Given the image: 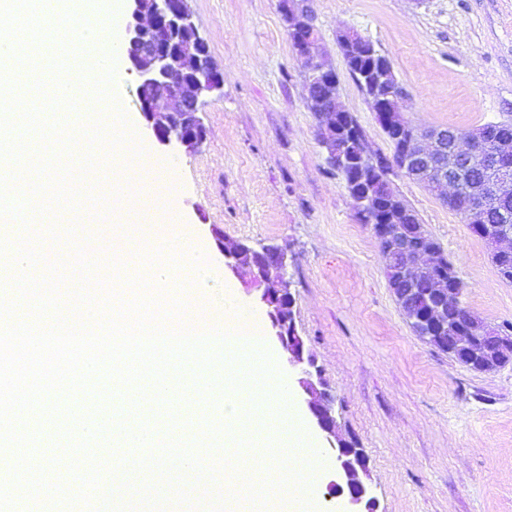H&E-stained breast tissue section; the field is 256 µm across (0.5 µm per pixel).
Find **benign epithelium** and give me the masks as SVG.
Wrapping results in <instances>:
<instances>
[{
    "label": "benign epithelium",
    "instance_id": "1",
    "mask_svg": "<svg viewBox=\"0 0 512 512\" xmlns=\"http://www.w3.org/2000/svg\"><path fill=\"white\" fill-rule=\"evenodd\" d=\"M128 21L126 40L129 71L139 77L137 101L147 128L156 141L167 146L176 142L194 148L206 138V130L197 116L200 98L221 86L224 75L211 63L209 50L199 37L188 0H126ZM291 46L296 58L305 65L303 73L306 100L317 105L320 118V143L326 162L346 169L358 164L360 171L371 168V154L364 151L353 162L336 149V127L348 111L339 108V80L334 69L322 60V48L314 17L307 0H280ZM343 55H356L369 49L377 56V65L363 74L364 92L376 112L380 125L396 131L391 170L434 187L449 205H457L461 183L469 175L461 160L471 155L462 150L480 143L486 151V162L469 198L471 214L480 216L490 204L512 196V138H498L484 128L463 134L454 129L411 130L403 115L402 103L407 94L399 84L390 60L379 54L374 45L353 30L337 36ZM160 84L168 85L162 95L154 93ZM410 212L403 206L390 209L388 223L378 225L379 240L393 272L421 282L430 279L444 260L435 249L413 251L409 240L417 233L415 225L406 223ZM503 224L488 225L491 243L501 252L512 255V214L501 211ZM216 246L224 255V265L235 273L247 270L260 287V301L266 308L273 337L288 353V362L303 377L299 385L311 420L321 431L335 453L336 479L328 484V495L340 499L345 512H373L376 500L358 477L368 467L363 449L342 439L336 431L334 397L323 383H314L315 360L299 335L293 313V295L287 278V253L280 246L255 248L245 243L230 246L216 235ZM462 305L461 292L429 288H408L399 296V306L418 337L425 342L438 341L442 349L453 354L460 364L473 371L495 370L488 343L501 349L512 347V341L499 336L480 335L471 327L448 321V310Z\"/></svg>",
    "mask_w": 512,
    "mask_h": 512
}]
</instances>
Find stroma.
<instances>
[{
  "label": "stroma",
  "instance_id": "35a3bbf8",
  "mask_svg": "<svg viewBox=\"0 0 512 512\" xmlns=\"http://www.w3.org/2000/svg\"><path fill=\"white\" fill-rule=\"evenodd\" d=\"M198 33L224 74L203 95L206 141L189 151L135 138L171 165L183 220L214 247L215 231L288 248L297 329L336 397L343 435L369 457L377 512H512V363L480 373L419 339L388 286L377 240L326 163L317 120L279 0H190ZM340 104L372 154L393 146L337 45L352 29L392 63L417 128L512 124V0H311ZM389 179L451 261L463 301L512 334V284L459 214L423 185ZM112 405L100 375L65 408L91 416Z\"/></svg>",
  "mask_w": 512,
  "mask_h": 512
}]
</instances>
